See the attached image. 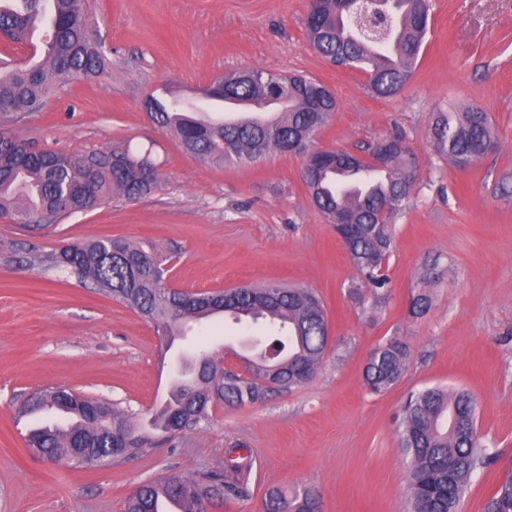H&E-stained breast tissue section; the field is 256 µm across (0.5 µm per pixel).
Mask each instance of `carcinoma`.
<instances>
[{"label":"carcinoma","mask_w":512,"mask_h":512,"mask_svg":"<svg viewBox=\"0 0 512 512\" xmlns=\"http://www.w3.org/2000/svg\"><path fill=\"white\" fill-rule=\"evenodd\" d=\"M368 15L389 25V36L360 31L343 18L340 0H322L306 23L310 46L329 64L368 76L371 91L382 98L396 95L411 79L428 29V0H364ZM45 22L47 49L33 47L39 60L24 66L0 67V119H17L39 110L49 96L67 83L98 76L107 59L88 34L85 0H0V33L6 43H22L28 28ZM212 85L229 95L212 94L215 101L263 102L274 110L270 123L226 119L221 123L174 112L150 98L152 116L171 130L183 149L211 164L257 162L272 150L281 152L303 138H311L336 111V98L321 82L304 75L283 77L247 69L220 78ZM431 138L436 150L455 166L465 158L475 162L495 141L489 116L479 107L463 112L439 110L433 114ZM380 143L362 154L337 150V164L303 165L302 179L311 200L330 223L341 211L356 220V231L343 240L360 274L373 292L386 288L382 266L389 259L394 219L409 204L416 160L405 146L375 161ZM161 184L150 151L135 155L130 148L90 152H43L0 135V217L27 224L33 218L53 221L74 212L101 207L116 194L128 200L149 195ZM82 282H89L113 298L137 309L168 333L181 324L220 313L240 322H267L276 338L269 349L249 361L248 376L219 371L218 358L202 351L188 363L175 384L174 401L155 416V425L172 440L181 431L197 427L212 404L223 401L242 406L263 401L276 389H291L293 371L305 369L310 380L328 343L322 304L307 288H286L276 281L259 287L221 291H185L166 288L164 260L118 239L77 241L62 252L40 258ZM406 344L390 339L377 346L364 367L365 385L380 393L402 378L409 364ZM191 388L199 408L183 405ZM57 407L72 418L63 427L47 424L30 430L26 443L41 459L76 460L91 453L83 466L107 463L109 432L136 434V424L125 411L109 402L88 417L79 394L48 387L29 394L24 412L37 414ZM400 447L409 461L411 512H458L472 474L490 466L495 455L484 448L477 433L476 402L460 391L453 395L440 387L409 396L400 427ZM251 457L241 448L225 450L224 469L192 478L171 475L140 487L125 503L124 512H162L161 493L182 499L183 512H200L201 504H222L247 494ZM264 512H322L318 492L310 487L288 491L274 486L263 501ZM484 512H512V469L502 477Z\"/></svg>","instance_id":"obj_1"}]
</instances>
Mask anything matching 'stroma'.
Masks as SVG:
<instances>
[{
	"label": "stroma",
	"mask_w": 512,
	"mask_h": 512,
	"mask_svg": "<svg viewBox=\"0 0 512 512\" xmlns=\"http://www.w3.org/2000/svg\"><path fill=\"white\" fill-rule=\"evenodd\" d=\"M428 31L401 92L376 97L367 77L339 70L306 38L307 0H88L89 34L112 61L93 80L65 85L39 112L6 124L14 140L63 152L127 146L150 152L160 188L137 201L47 228L0 218V512H122L146 482L194 477L247 448L250 492L213 512H260L269 486H310L323 512H408V463L399 426L408 396L427 387L470 392L480 440L496 456L477 470L459 512H483L512 468V0H430ZM244 69L322 82L337 110L317 146L360 152L401 135L415 155L417 188L395 220L383 296L363 287L332 224L312 204L301 157L211 166L144 108L148 97L200 92ZM477 106L495 149L462 170L428 134L433 112ZM122 238L165 256L166 285L216 291L270 281L315 292L328 344L314 376L244 406L215 403L208 422L164 439L152 420L178 357L196 348L242 369L244 347L270 342L264 323L218 317L186 326L175 342L137 311L58 270L32 262L76 242ZM431 306H409L420 291ZM410 350L403 379L372 393L363 367L380 343ZM71 389L128 410L148 437L145 454L75 468L30 454L38 424L25 397Z\"/></svg>",
	"instance_id": "35a3bbf8"
}]
</instances>
